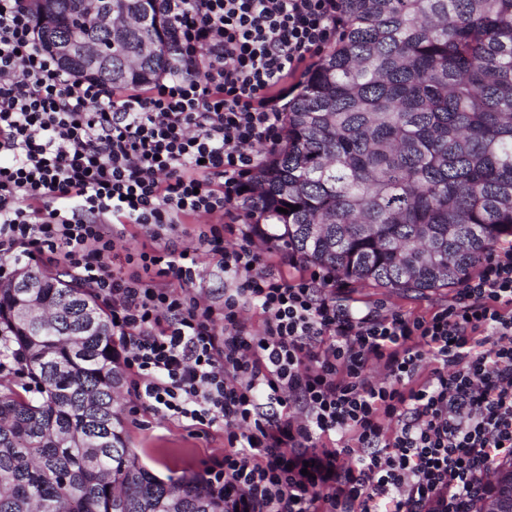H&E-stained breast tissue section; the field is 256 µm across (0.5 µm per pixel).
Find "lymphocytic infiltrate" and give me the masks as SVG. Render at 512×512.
Returning a JSON list of instances; mask_svg holds the SVG:
<instances>
[{"label":"lymphocytic infiltrate","mask_w":512,"mask_h":512,"mask_svg":"<svg viewBox=\"0 0 512 512\" xmlns=\"http://www.w3.org/2000/svg\"><path fill=\"white\" fill-rule=\"evenodd\" d=\"M156 9L174 68L117 92L39 47L27 0H0V282L44 259L96 293L132 413L223 431L198 481L224 512H476L512 463V242L422 314L353 309L329 271L285 274L273 242L222 218L342 34V4ZM200 216L184 245L180 224ZM130 224L152 244L123 255ZM203 251L224 272L218 307L195 291Z\"/></svg>","instance_id":"obj_1"}]
</instances>
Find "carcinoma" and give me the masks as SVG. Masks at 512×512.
<instances>
[{
    "mask_svg": "<svg viewBox=\"0 0 512 512\" xmlns=\"http://www.w3.org/2000/svg\"><path fill=\"white\" fill-rule=\"evenodd\" d=\"M342 5L343 37L310 68L279 148L249 176L258 233L362 287L454 288L512 240V0ZM39 7L44 50L55 38L115 42L109 69L61 59L78 75L123 90L170 67L155 0H94L133 18L113 35L86 19V0ZM32 302L52 319L13 317ZM0 336L39 394L0 393V512H224L199 483L158 479L130 448L112 320L91 289L21 267L0 286Z\"/></svg>",
    "mask_w": 512,
    "mask_h": 512,
    "instance_id": "cac0c4a2",
    "label": "carcinoma"
}]
</instances>
